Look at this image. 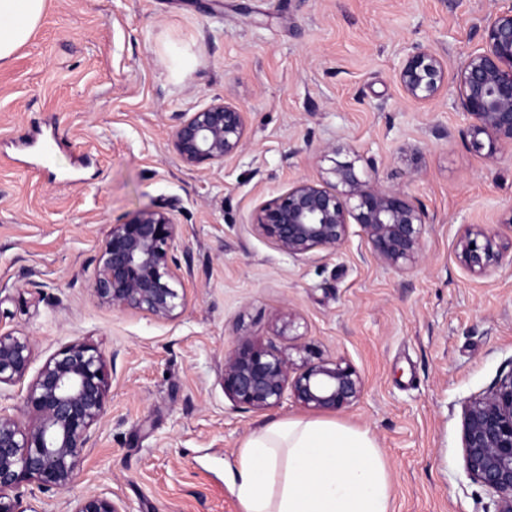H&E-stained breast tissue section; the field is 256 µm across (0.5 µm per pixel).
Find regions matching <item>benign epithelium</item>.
<instances>
[{
	"instance_id": "benign-epithelium-1",
	"label": "benign epithelium",
	"mask_w": 512,
	"mask_h": 512,
	"mask_svg": "<svg viewBox=\"0 0 512 512\" xmlns=\"http://www.w3.org/2000/svg\"><path fill=\"white\" fill-rule=\"evenodd\" d=\"M481 51L468 56L456 73L459 102L468 120L470 148L495 159L512 148V4L497 11L482 29ZM447 78L442 61L413 48L401 61L396 80L410 98L428 103ZM246 113L215 100L183 119L172 145L187 166L222 163L242 146ZM335 183L299 180L260 206L255 230L283 254L300 259L318 250L338 251L349 226L358 224L372 254L404 272L422 253L425 216L401 191L376 189L361 179L351 162L331 169ZM178 235L173 208L141 209L109 225L102 240L92 292L99 303L156 320L178 317L186 304L185 284L172 257ZM460 262L473 273L502 264L508 247L494 246L482 224H468L457 242ZM33 360L30 339L0 331V385L24 380ZM224 395L235 404L262 411L286 397L308 409L336 411L356 403L363 379L350 363L303 357L241 338L224 353ZM108 399L106 358L86 341L53 354L28 384L22 424L0 412V512H19L13 492L28 483L42 489L71 490L78 481L83 448L104 416ZM462 448L466 477L492 496L494 512H512V371L485 395L462 408ZM73 512H128L101 494L81 496Z\"/></svg>"
}]
</instances>
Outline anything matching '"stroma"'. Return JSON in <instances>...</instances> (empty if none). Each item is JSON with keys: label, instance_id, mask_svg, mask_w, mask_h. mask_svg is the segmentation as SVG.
<instances>
[{"label": "stroma", "instance_id": "stroma-1", "mask_svg": "<svg viewBox=\"0 0 512 512\" xmlns=\"http://www.w3.org/2000/svg\"><path fill=\"white\" fill-rule=\"evenodd\" d=\"M504 0H47L0 65V329L28 336L31 372L87 340L106 356L108 407L73 490L21 489L20 512H72L103 494L128 512H241L224 472L252 433L316 411H255L224 394L242 336L299 341L352 364L361 398L333 412L369 431L391 512H491L463 471L462 404L512 371V265L475 274L463 225L512 240V151L473 152L454 80ZM449 75L421 104L396 81L410 47ZM242 106L246 134L221 164L183 165L172 134L213 99ZM354 163L422 208V257L395 271L359 225L345 245L295 260L253 226L296 181ZM175 207L187 304L171 320L92 295L108 225Z\"/></svg>", "mask_w": 512, "mask_h": 512}]
</instances>
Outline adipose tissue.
I'll use <instances>...</instances> for the list:
<instances>
[{
	"label": "adipose tissue",
	"instance_id": "adipose-tissue-1",
	"mask_svg": "<svg viewBox=\"0 0 512 512\" xmlns=\"http://www.w3.org/2000/svg\"><path fill=\"white\" fill-rule=\"evenodd\" d=\"M46 0H0V65L39 24ZM242 512H390L380 453L364 430L289 418L256 431L229 474Z\"/></svg>",
	"mask_w": 512,
	"mask_h": 512
}]
</instances>
